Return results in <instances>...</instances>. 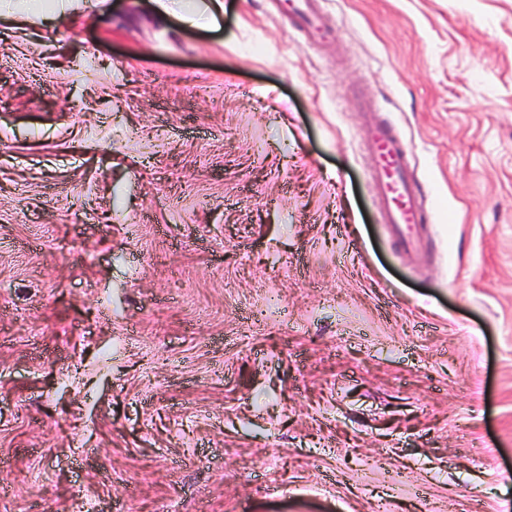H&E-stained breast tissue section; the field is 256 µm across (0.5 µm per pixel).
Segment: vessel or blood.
I'll use <instances>...</instances> for the list:
<instances>
[{
    "mask_svg": "<svg viewBox=\"0 0 512 512\" xmlns=\"http://www.w3.org/2000/svg\"><path fill=\"white\" fill-rule=\"evenodd\" d=\"M295 13L306 40L322 38L327 21L322 0H298ZM366 147L375 159L371 182L382 222L401 249L410 251L413 232L423 224L425 214L410 145L391 123L376 120L368 128Z\"/></svg>",
    "mask_w": 512,
    "mask_h": 512,
    "instance_id": "vessel-or-blood-1",
    "label": "vessel or blood"
}]
</instances>
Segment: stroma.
Here are the masks:
<instances>
[{
  "mask_svg": "<svg viewBox=\"0 0 512 512\" xmlns=\"http://www.w3.org/2000/svg\"><path fill=\"white\" fill-rule=\"evenodd\" d=\"M225 2L0 17V512H512V0ZM205 4L203 11L199 8L193 11H184L179 14L180 19L190 25H199V21H203V24L207 26L217 25L220 17L224 15V1L209 0ZM323 0H300L296 3V18L299 30L306 40L321 39L326 31L327 13L322 8ZM366 147L376 161L371 182L382 224L409 254L426 211L410 145L390 122L376 120L369 125Z\"/></svg>",
  "mask_w": 512,
  "mask_h": 512,
  "instance_id": "stroma-1",
  "label": "stroma"
}]
</instances>
